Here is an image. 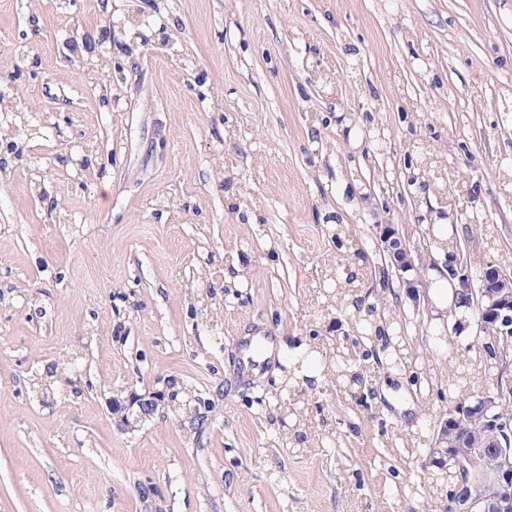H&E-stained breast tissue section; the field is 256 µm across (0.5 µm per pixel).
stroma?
Returning a JSON list of instances; mask_svg holds the SVG:
<instances>
[{
  "instance_id": "obj_1",
  "label": "stroma",
  "mask_w": 512,
  "mask_h": 512,
  "mask_svg": "<svg viewBox=\"0 0 512 512\" xmlns=\"http://www.w3.org/2000/svg\"><path fill=\"white\" fill-rule=\"evenodd\" d=\"M138 3L168 43L123 36L127 0H0V124L51 122L0 165V512H438L462 349L377 227L437 257L431 157L460 253L512 267V0ZM326 347L366 386H307ZM171 378L204 418L112 414ZM380 238L384 243V255L388 258L390 265L397 270L401 280V286L405 288L406 295L411 298L413 302H420V288H425L424 270L415 267L408 255L407 249L403 246L392 225H384ZM412 270L415 271L413 278L408 279L404 277L405 273Z\"/></svg>"
}]
</instances>
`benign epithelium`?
<instances>
[{"label": "benign epithelium", "instance_id": "benign-epithelium-1", "mask_svg": "<svg viewBox=\"0 0 512 512\" xmlns=\"http://www.w3.org/2000/svg\"><path fill=\"white\" fill-rule=\"evenodd\" d=\"M134 31L131 40H147L150 21L140 11L128 14ZM380 238L385 256L397 270L401 286L414 303H420L425 287L424 271L415 267L393 226L386 224ZM415 271L411 279L404 277ZM448 281L454 285L455 307L479 311L477 331L468 347L478 348L479 360L501 361L512 347V276L494 264L473 275L471 266L457 255L445 264ZM478 287H472L473 281ZM502 385L485 389L456 402L440 421V428L428 449L429 464L452 477L443 512H512V415L504 410ZM164 392L133 395L112 404L114 413L129 422L148 418L166 408Z\"/></svg>", "mask_w": 512, "mask_h": 512}]
</instances>
